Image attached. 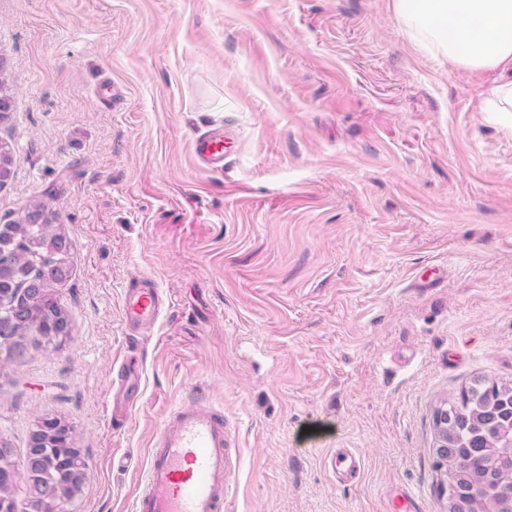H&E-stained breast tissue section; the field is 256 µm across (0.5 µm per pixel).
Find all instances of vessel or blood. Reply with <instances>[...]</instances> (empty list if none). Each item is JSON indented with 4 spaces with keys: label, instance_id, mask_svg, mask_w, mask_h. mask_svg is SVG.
Wrapping results in <instances>:
<instances>
[{
    "label": "vessel or blood",
    "instance_id": "1",
    "mask_svg": "<svg viewBox=\"0 0 512 512\" xmlns=\"http://www.w3.org/2000/svg\"><path fill=\"white\" fill-rule=\"evenodd\" d=\"M236 139L231 126L215 127L193 142L200 167L220 172ZM162 298L155 282L139 279L123 299L124 319L150 327L161 313ZM338 479L356 477L361 456L340 448L328 458ZM240 470L239 451L231 444V428L222 408L199 402L171 409L152 439L134 512H224V501Z\"/></svg>",
    "mask_w": 512,
    "mask_h": 512
}]
</instances>
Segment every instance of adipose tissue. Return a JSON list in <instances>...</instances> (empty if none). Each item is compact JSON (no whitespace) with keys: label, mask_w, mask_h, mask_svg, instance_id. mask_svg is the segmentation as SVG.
Here are the masks:
<instances>
[{"label":"adipose tissue","mask_w":512,"mask_h":512,"mask_svg":"<svg viewBox=\"0 0 512 512\" xmlns=\"http://www.w3.org/2000/svg\"><path fill=\"white\" fill-rule=\"evenodd\" d=\"M393 7L427 51L497 71V109L512 112V0H393Z\"/></svg>","instance_id":"1"}]
</instances>
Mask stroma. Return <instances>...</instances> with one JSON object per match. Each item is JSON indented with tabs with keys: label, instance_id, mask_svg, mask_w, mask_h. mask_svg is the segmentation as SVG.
<instances>
[{
	"label": "stroma",
	"instance_id": "obj_1",
	"mask_svg": "<svg viewBox=\"0 0 512 512\" xmlns=\"http://www.w3.org/2000/svg\"><path fill=\"white\" fill-rule=\"evenodd\" d=\"M108 79L120 102L99 101ZM494 71L421 50L392 0H0V222L48 204L71 241L72 334L0 365V441L65 419L72 512H133L170 407L222 405L225 512H443L433 412L512 382V119ZM236 133L223 172L194 138ZM141 276L168 304L136 351ZM132 356L141 389L115 429ZM339 448L358 479L326 466ZM327 464L338 479L348 480L359 474L362 458L351 448H339L329 456Z\"/></svg>",
	"mask_w": 512,
	"mask_h": 512
}]
</instances>
